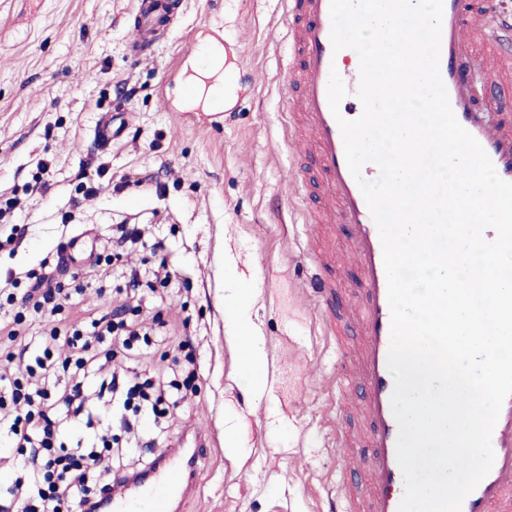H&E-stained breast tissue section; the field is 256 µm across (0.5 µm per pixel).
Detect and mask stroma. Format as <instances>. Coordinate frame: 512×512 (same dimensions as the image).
<instances>
[{
    "mask_svg": "<svg viewBox=\"0 0 512 512\" xmlns=\"http://www.w3.org/2000/svg\"><path fill=\"white\" fill-rule=\"evenodd\" d=\"M133 0H0V194L24 203L14 242L0 249V280L38 266L70 236L91 232L96 250L112 247L118 224L143 231L141 245L102 272L83 252L57 271L62 287L81 282L73 312L138 307L137 318L162 327L147 359L167 379L196 361V392L160 417L158 448H179L183 433L204 431L208 446L181 512H330L345 473L363 449L336 445L341 422L336 345L325 336L307 291L313 273L302 256L314 234L301 214L314 199L293 192L289 168L307 166L288 141L284 98L291 58L281 0H184L180 21L150 58L128 50ZM224 29L244 55L237 68L231 120L220 127L180 119V57L205 26ZM132 88L123 98L121 87ZM107 112L125 130L99 141ZM47 160L48 193L35 191L38 160ZM107 167L110 188L84 198L79 186ZM72 214L70 227L61 212ZM336 264L334 307L357 295L348 228L329 225ZM166 257L177 275L167 287L126 297V267L151 268ZM251 291L248 317L265 352L266 388L254 394L233 340L227 297Z\"/></svg>",
    "mask_w": 512,
    "mask_h": 512,
    "instance_id": "stroma-1",
    "label": "stroma"
}]
</instances>
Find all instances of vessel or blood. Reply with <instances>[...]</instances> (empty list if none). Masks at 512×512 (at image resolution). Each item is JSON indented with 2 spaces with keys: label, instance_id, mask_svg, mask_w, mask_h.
Returning a JSON list of instances; mask_svg holds the SVG:
<instances>
[{
  "label": "vessel or blood",
  "instance_id": "b4317fda",
  "mask_svg": "<svg viewBox=\"0 0 512 512\" xmlns=\"http://www.w3.org/2000/svg\"><path fill=\"white\" fill-rule=\"evenodd\" d=\"M288 37L292 60L288 79L299 88L298 99L289 101L292 123L308 139L307 154L312 166L307 174L317 205L311 221L345 224L358 271V299L348 318L358 336L356 346L341 348L336 358L340 385L347 390L350 404L364 421L363 438L368 450L362 460L363 482L344 484L336 493L335 512H398L404 493V479L397 460L398 425L391 406L394 379L387 358L390 346L391 311L383 248L378 227L345 158L338 118L362 113L356 95L359 70L344 76L347 96L339 114H332L327 87L332 65L351 60L354 49L333 50L330 0H286ZM134 37L129 51L134 58L151 54L159 35L173 27L182 11L173 0H134ZM480 27L488 54L474 52L467 37ZM512 41V16L500 13L496 0H485L480 14L470 12L468 0H444L440 46V75L450 106L459 123L483 147L498 175L512 182V127L485 116L477 107L478 81L489 87L501 86L496 72L489 70L488 56L512 65V54L502 51ZM223 83L212 85L213 107L194 113L196 123L207 124L224 116ZM313 268L309 285L316 298L319 319L327 335L338 333L337 316L328 301L333 283L323 277L328 254L319 240L305 248ZM193 455L162 454L159 463L141 479L127 481L103 499L99 512H172L178 499L189 491L196 452L207 445L202 431L192 434ZM495 459L489 474L465 498L461 512H512V397L502 406L492 434Z\"/></svg>",
  "mask_w": 512,
  "mask_h": 512
}]
</instances>
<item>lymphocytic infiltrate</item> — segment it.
<instances>
[{
	"mask_svg": "<svg viewBox=\"0 0 512 512\" xmlns=\"http://www.w3.org/2000/svg\"><path fill=\"white\" fill-rule=\"evenodd\" d=\"M25 279L34 286L22 293ZM62 294L32 270L10 274L0 286L13 323L54 318L40 335L9 333L13 355L26 365L22 376L0 375V432L20 457L15 478L0 489V512H95L90 483L104 496L115 478L107 463L113 426L139 435L146 416L189 396L156 374L128 379L124 360L135 344H149V327L108 313L58 321Z\"/></svg>",
	"mask_w": 512,
	"mask_h": 512,
	"instance_id": "obj_1",
	"label": "lymphocytic infiltrate"
}]
</instances>
